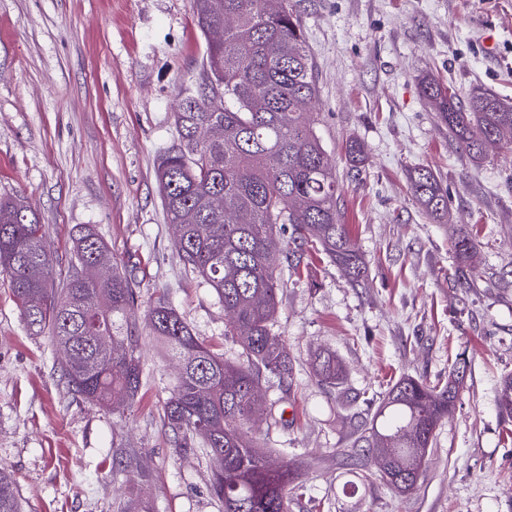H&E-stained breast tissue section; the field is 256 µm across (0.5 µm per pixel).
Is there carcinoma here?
<instances>
[{"instance_id":"carcinoma-1","label":"carcinoma","mask_w":512,"mask_h":512,"mask_svg":"<svg viewBox=\"0 0 512 512\" xmlns=\"http://www.w3.org/2000/svg\"><path fill=\"white\" fill-rule=\"evenodd\" d=\"M197 28L224 36L208 41L200 77L174 114L178 142L160 157L157 178L168 223L182 228L180 260L224 305V336L238 342L231 359L196 335L165 296L147 311L155 339L181 364L163 407L176 447L187 453L201 441L212 468L211 493L224 512H288V487L299 465L261 447L249 433L264 416L274 425L280 401L260 396L275 379L290 389L295 368L273 331L285 270L314 254L337 265L359 285L371 269L339 221L341 187L308 107L317 96L312 56L294 0H191ZM424 98L471 162L488 147L512 146V101L474 86L465 101L444 84L421 81ZM410 190L432 216L448 215V191L427 167L410 174ZM452 278L470 288L480 278L470 259L472 232L456 229ZM284 255L286 265L274 259ZM75 265L64 286L52 287L54 259L42 224L23 197L0 198V273L27 328L50 331L64 355L69 387L107 406L135 403L145 383L132 317L139 307L134 277L92 226L74 238ZM314 374L323 385L342 383L336 353L316 352ZM466 360L456 359L445 384L404 376L382 395L367 448L382 478L399 491L415 489L421 461L458 397ZM503 421L512 419V376L497 390ZM0 512H22L11 474L0 466Z\"/></svg>"}]
</instances>
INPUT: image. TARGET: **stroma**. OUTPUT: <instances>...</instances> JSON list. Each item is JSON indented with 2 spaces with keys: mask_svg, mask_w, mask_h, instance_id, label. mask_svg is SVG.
Wrapping results in <instances>:
<instances>
[{
  "mask_svg": "<svg viewBox=\"0 0 512 512\" xmlns=\"http://www.w3.org/2000/svg\"><path fill=\"white\" fill-rule=\"evenodd\" d=\"M298 9L319 88L310 113L342 186L339 218L372 275L355 288L316 261L290 276L274 331L295 378L290 390L263 389L286 401L289 424L260 419L253 430L301 467L291 512H512V422L496 406L512 374V152L470 164L420 88L429 77L512 101V0H300ZM205 49L190 0H0V196L36 208L54 287L84 224L132 271L148 373L131 407L72 394L60 350L28 330L0 274V464L24 512H115L134 495L151 512H219L208 459L177 452L163 424L179 363L146 321L167 295L198 336L237 352L222 303L178 256L156 180ZM354 139L366 151L356 167L346 154ZM422 165L448 191L445 218L410 192L407 174ZM459 224L479 242L472 261L483 278L472 288L451 280ZM319 349L341 359L338 387L315 378ZM459 353L466 377L417 487L399 493L377 473L360 481L374 399L402 376L446 380ZM116 449L137 459L118 476Z\"/></svg>",
  "mask_w": 512,
  "mask_h": 512,
  "instance_id": "obj_1",
  "label": "stroma"
}]
</instances>
